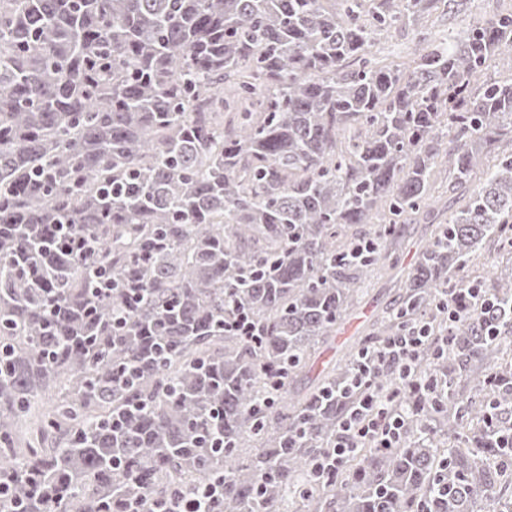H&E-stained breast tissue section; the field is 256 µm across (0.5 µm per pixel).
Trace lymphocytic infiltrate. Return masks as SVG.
<instances>
[{"label": "lymphocytic infiltrate", "instance_id": "obj_1", "mask_svg": "<svg viewBox=\"0 0 512 512\" xmlns=\"http://www.w3.org/2000/svg\"><path fill=\"white\" fill-rule=\"evenodd\" d=\"M425 327L412 326L390 337L374 354L364 356L353 373L352 384L363 395L346 417L336 435L333 448L323 453L313 464L318 477L328 478L338 473L346 458L352 455L364 439L376 441L379 447L391 448L398 442L404 425L403 415L395 397L380 396L372 390V373L387 365L398 371V386L435 391V381L419 380L413 375L414 364L426 342Z\"/></svg>", "mask_w": 512, "mask_h": 512}]
</instances>
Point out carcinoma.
<instances>
[{"mask_svg":"<svg viewBox=\"0 0 512 512\" xmlns=\"http://www.w3.org/2000/svg\"><path fill=\"white\" fill-rule=\"evenodd\" d=\"M436 2L0 0V512H170L207 485L215 512H512V76L487 74L512 73V13L369 58ZM438 173L467 200L402 267ZM384 275L395 299L293 390ZM419 317L416 375L448 392L405 391L398 446L318 478L356 359ZM51 392L45 447H17ZM417 44L416 27L406 25L398 27L387 38L382 39L381 43L374 48V52L377 61L381 63L391 60L409 61L414 58Z\"/></svg>","mask_w":512,"mask_h":512,"instance_id":"obj_1","label":"carcinoma"}]
</instances>
